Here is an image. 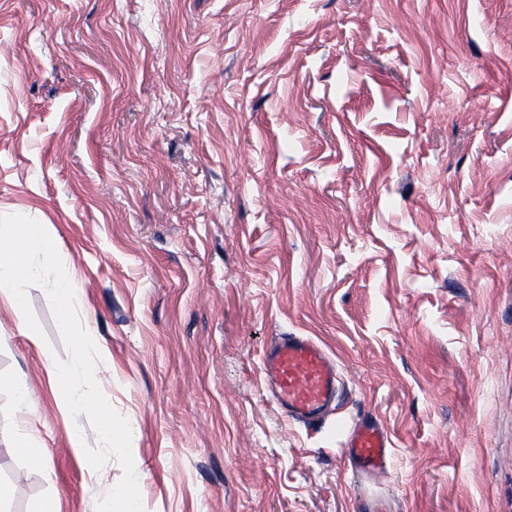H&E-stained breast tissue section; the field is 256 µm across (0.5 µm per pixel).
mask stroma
<instances>
[{
  "label": "stroma",
  "mask_w": 512,
  "mask_h": 512,
  "mask_svg": "<svg viewBox=\"0 0 512 512\" xmlns=\"http://www.w3.org/2000/svg\"><path fill=\"white\" fill-rule=\"evenodd\" d=\"M20 224L58 253L0 302L5 512H512V0H0ZM286 332L339 366L315 426L265 388ZM364 415L394 442L369 481ZM55 295L60 320L69 323L76 311L77 287L71 280L59 282L56 286ZM346 448L353 474L369 478L386 468L393 444L374 417L364 416L351 427Z\"/></svg>",
  "instance_id": "1"
}]
</instances>
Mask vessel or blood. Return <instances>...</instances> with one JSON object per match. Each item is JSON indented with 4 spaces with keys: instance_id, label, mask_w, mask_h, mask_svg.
<instances>
[{
    "instance_id": "b4317fda",
    "label": "vessel or blood",
    "mask_w": 512,
    "mask_h": 512,
    "mask_svg": "<svg viewBox=\"0 0 512 512\" xmlns=\"http://www.w3.org/2000/svg\"><path fill=\"white\" fill-rule=\"evenodd\" d=\"M261 369L272 400L295 421H319L337 398L336 365L311 337H280L265 351ZM392 447L389 433L374 417L359 418L347 440L353 474L369 478L382 472Z\"/></svg>"
}]
</instances>
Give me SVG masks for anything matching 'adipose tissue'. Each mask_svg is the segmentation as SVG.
Masks as SVG:
<instances>
[{
  "label": "adipose tissue",
  "instance_id": "obj_1",
  "mask_svg": "<svg viewBox=\"0 0 512 512\" xmlns=\"http://www.w3.org/2000/svg\"><path fill=\"white\" fill-rule=\"evenodd\" d=\"M24 232L21 239L0 238V300L18 314L26 303V284L50 275L57 256L54 238L41 225H25Z\"/></svg>",
  "mask_w": 512,
  "mask_h": 512
}]
</instances>
